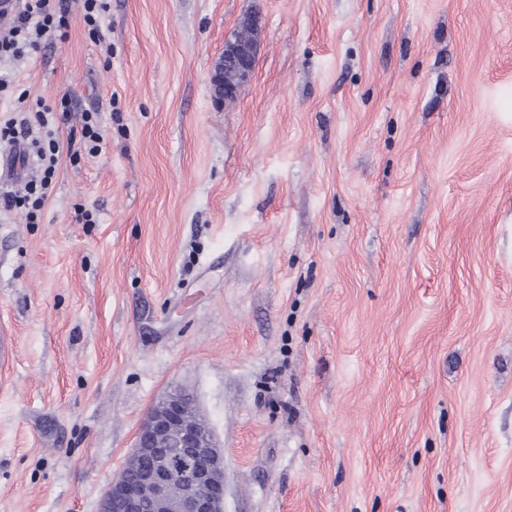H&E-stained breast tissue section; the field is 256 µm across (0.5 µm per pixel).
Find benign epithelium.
<instances>
[{
  "label": "benign epithelium",
  "mask_w": 512,
  "mask_h": 512,
  "mask_svg": "<svg viewBox=\"0 0 512 512\" xmlns=\"http://www.w3.org/2000/svg\"><path fill=\"white\" fill-rule=\"evenodd\" d=\"M260 47L259 41H225L209 77L216 101L236 93L224 86V67L237 68L246 84ZM133 456L150 464L133 474L125 470L113 480L101 512H224V495L217 493L224 487V453L199 428L192 403L177 395L159 401L140 427Z\"/></svg>",
  "instance_id": "7a95c632"
}]
</instances>
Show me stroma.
Returning a JSON list of instances; mask_svg holds the SVG:
<instances>
[{
	"mask_svg": "<svg viewBox=\"0 0 512 512\" xmlns=\"http://www.w3.org/2000/svg\"><path fill=\"white\" fill-rule=\"evenodd\" d=\"M99 25L74 0L67 38L0 63V114L67 92L104 134L34 220L0 210V512H99L180 391L224 512H512V0H109ZM260 47V41L251 45H241L231 40L225 41L224 50L213 62L209 77L211 92L216 101L224 102L225 96H230L237 91L235 88L224 86V67H236L241 85H245L252 78Z\"/></svg>",
	"mask_w": 512,
	"mask_h": 512,
	"instance_id": "obj_1",
	"label": "stroma"
}]
</instances>
